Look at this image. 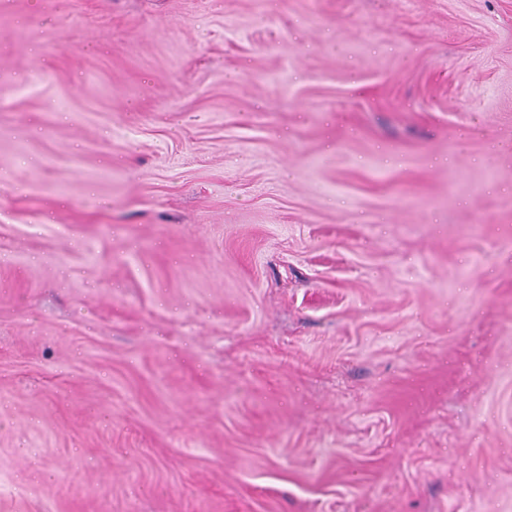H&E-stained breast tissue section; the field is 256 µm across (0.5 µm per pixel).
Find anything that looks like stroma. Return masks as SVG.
I'll list each match as a JSON object with an SVG mask.
<instances>
[{"instance_id": "1", "label": "stroma", "mask_w": 512, "mask_h": 512, "mask_svg": "<svg viewBox=\"0 0 512 512\" xmlns=\"http://www.w3.org/2000/svg\"><path fill=\"white\" fill-rule=\"evenodd\" d=\"M0 512H512V0H0Z\"/></svg>"}]
</instances>
